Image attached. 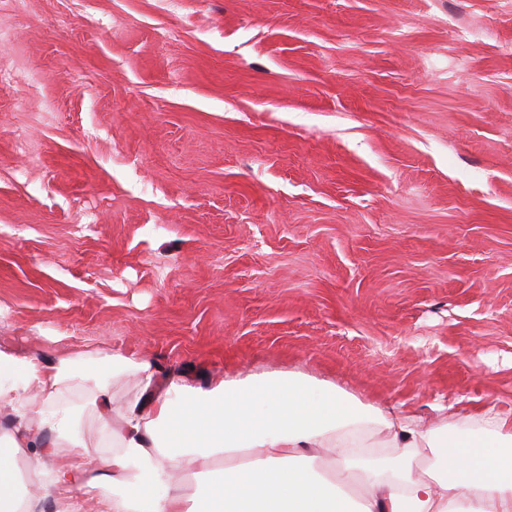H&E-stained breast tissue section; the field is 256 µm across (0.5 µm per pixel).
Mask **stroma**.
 Returning a JSON list of instances; mask_svg holds the SVG:
<instances>
[{"mask_svg":"<svg viewBox=\"0 0 512 512\" xmlns=\"http://www.w3.org/2000/svg\"><path fill=\"white\" fill-rule=\"evenodd\" d=\"M0 70V343L512 408V0H23Z\"/></svg>","mask_w":512,"mask_h":512,"instance_id":"obj_1","label":"stroma"}]
</instances>
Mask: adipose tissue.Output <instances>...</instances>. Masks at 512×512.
Wrapping results in <instances>:
<instances>
[{
    "instance_id": "1",
    "label": "adipose tissue",
    "mask_w": 512,
    "mask_h": 512,
    "mask_svg": "<svg viewBox=\"0 0 512 512\" xmlns=\"http://www.w3.org/2000/svg\"><path fill=\"white\" fill-rule=\"evenodd\" d=\"M93 357L138 394L116 408L98 381L63 404L78 355L0 346V512H512V413L496 405L426 423L301 373L202 387L147 358ZM89 415L120 418L104 467L77 440ZM217 466L219 481L186 490Z\"/></svg>"
}]
</instances>
